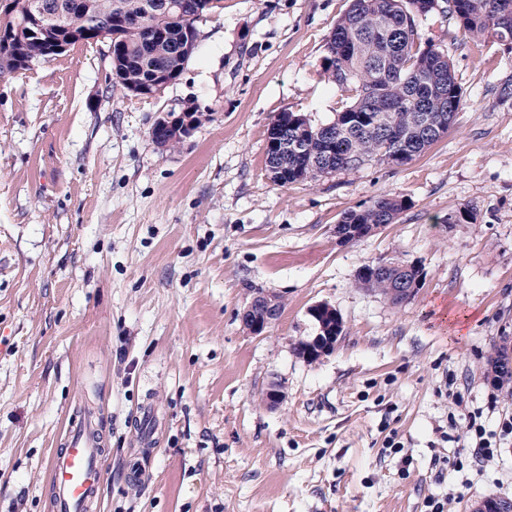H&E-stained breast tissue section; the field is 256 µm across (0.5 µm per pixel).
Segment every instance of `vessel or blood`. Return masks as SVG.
Wrapping results in <instances>:
<instances>
[{
  "label": "vessel or blood",
  "mask_w": 512,
  "mask_h": 512,
  "mask_svg": "<svg viewBox=\"0 0 512 512\" xmlns=\"http://www.w3.org/2000/svg\"><path fill=\"white\" fill-rule=\"evenodd\" d=\"M101 468L94 435L85 423L71 425L64 448L54 454L50 465L56 512H87L100 493Z\"/></svg>",
  "instance_id": "b4317fda"
}]
</instances>
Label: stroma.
Listing matches in <instances>:
<instances>
[{
  "label": "stroma",
  "mask_w": 512,
  "mask_h": 512,
  "mask_svg": "<svg viewBox=\"0 0 512 512\" xmlns=\"http://www.w3.org/2000/svg\"><path fill=\"white\" fill-rule=\"evenodd\" d=\"M350 3L224 0L157 96L113 85L104 40L0 74V512H56L48 461L85 417L103 450L88 512H423L432 496L470 512L512 498V441L472 461L466 420L512 416L486 378L512 337V97L499 95L512 50L432 12L419 35L447 52L466 99L447 133L401 166L276 184L274 117L321 122L350 103L322 72ZM190 104L201 124L159 148L156 119ZM382 194L408 209L338 244L342 216ZM464 206L474 220L448 222ZM377 259L422 266L411 300L356 286ZM256 288L283 300L261 336L240 320ZM321 302L343 332L310 364L292 342L315 335ZM273 381L286 399L270 410Z\"/></svg>",
  "instance_id": "obj_1"
}]
</instances>
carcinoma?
<instances>
[{
  "label": "carcinoma",
  "mask_w": 512,
  "mask_h": 512,
  "mask_svg": "<svg viewBox=\"0 0 512 512\" xmlns=\"http://www.w3.org/2000/svg\"><path fill=\"white\" fill-rule=\"evenodd\" d=\"M63 13L62 25L75 30L90 27L86 41L106 39L112 79L126 92L150 87L158 77L176 80L197 49L196 23L204 15L224 9V0H168L172 7L151 9L152 0H88L89 10L67 8L71 0H49ZM412 0H352L338 20L327 43L323 72L343 91L354 93L347 111L359 119L349 127L333 117L316 123L309 116L279 113L268 128L293 143L299 125L310 132L299 139V149L266 157L273 182H309L331 170L350 171L373 159L394 161L405 148L406 163L437 142L447 131V120L465 105L454 65L436 44L412 39L427 18L409 16ZM463 38L493 33L499 42H512V0H445ZM59 35L48 31L36 36L12 31L0 38V74L24 70L49 58V40ZM22 57L24 63L12 61ZM158 137L172 148L184 141L182 125L160 130ZM408 207L407 200L380 195L358 211L346 213L341 224L364 227L393 224ZM376 261L362 264L355 283L382 296L396 288L403 273L393 268L376 273ZM512 339L503 336L494 348L500 356L499 381H509L507 370Z\"/></svg>",
  "instance_id": "1"
}]
</instances>
